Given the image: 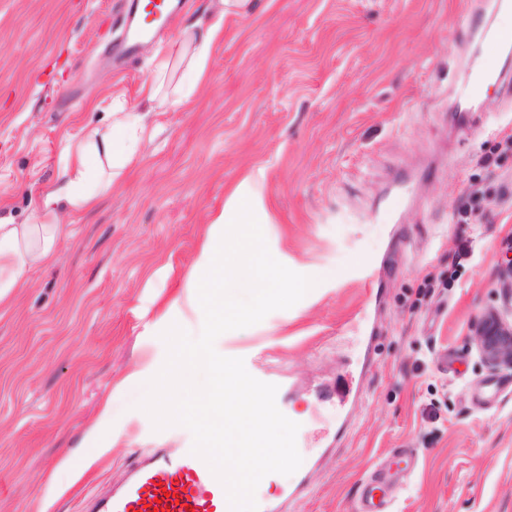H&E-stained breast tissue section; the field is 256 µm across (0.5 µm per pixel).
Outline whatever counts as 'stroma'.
I'll return each mask as SVG.
<instances>
[{
  "instance_id": "35a3bbf8",
  "label": "stroma",
  "mask_w": 512,
  "mask_h": 512,
  "mask_svg": "<svg viewBox=\"0 0 512 512\" xmlns=\"http://www.w3.org/2000/svg\"><path fill=\"white\" fill-rule=\"evenodd\" d=\"M144 2L0 0L1 218L27 223L113 97L153 132L121 183L70 217L55 260L0 303V512H40L61 458L50 512H79L134 458L191 442L154 430L121 381L159 371L171 324L200 333L202 316L172 301L195 280L211 214L262 164L266 250L292 273L336 271L215 342L278 378L300 415L309 465L268 498L302 483L280 512H354L383 461L393 512H512V369L488 371L471 334L500 306L512 256V154L496 149L512 99L487 90L465 125L450 111L465 0H259L228 23L203 88L161 109L139 94L152 55H176L209 0H177L127 58ZM473 195L480 208L461 220ZM378 268L379 287L365 276ZM88 448L103 451L90 466Z\"/></svg>"
}]
</instances>
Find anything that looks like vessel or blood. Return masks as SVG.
Here are the masks:
<instances>
[{"mask_svg":"<svg viewBox=\"0 0 512 512\" xmlns=\"http://www.w3.org/2000/svg\"><path fill=\"white\" fill-rule=\"evenodd\" d=\"M468 26V41L479 42L481 50L465 63L462 88L454 96L453 109L459 113L472 111V102L484 86L512 95V37L482 16H469ZM159 493L166 499L157 509L153 502ZM392 506L380 472H373L364 484L358 512H391ZM83 512H229V506L222 484L185 446L173 455L158 450L134 462L120 490L104 488L89 495Z\"/></svg>","mask_w":512,"mask_h":512,"instance_id":"b4317fda","label":"vessel or blood"}]
</instances>
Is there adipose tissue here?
<instances>
[{
  "label": "adipose tissue",
  "instance_id": "adipose-tissue-1",
  "mask_svg": "<svg viewBox=\"0 0 512 512\" xmlns=\"http://www.w3.org/2000/svg\"><path fill=\"white\" fill-rule=\"evenodd\" d=\"M257 7L258 0H216L212 25L191 23L179 31L177 62L184 68V80L168 86L174 61L154 55L152 77L141 86V95L159 106L170 99L183 102L193 97L207 76L223 24L251 16ZM145 136L143 115L116 103L105 129H91L82 141L66 147V180L43 195L29 223L0 219V301L25 285L31 268L54 260L66 229L63 217L89 210L118 183ZM267 177V167L257 166L233 186L223 209L212 218L196 260L198 275L189 300L211 331L220 333L239 325L273 303L320 287L333 275L332 270L310 266L301 276H290L265 250L257 227L274 221L265 204Z\"/></svg>",
  "mask_w": 512,
  "mask_h": 512
}]
</instances>
